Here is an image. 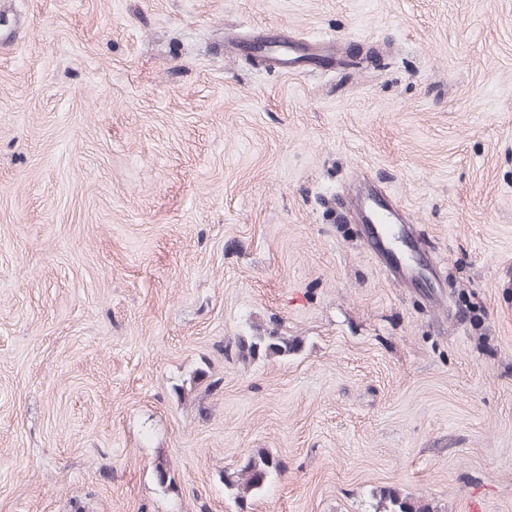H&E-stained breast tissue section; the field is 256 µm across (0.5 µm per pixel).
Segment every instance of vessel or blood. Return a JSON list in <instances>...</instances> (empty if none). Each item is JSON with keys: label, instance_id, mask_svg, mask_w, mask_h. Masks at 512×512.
Segmentation results:
<instances>
[{"label": "vessel or blood", "instance_id": "1", "mask_svg": "<svg viewBox=\"0 0 512 512\" xmlns=\"http://www.w3.org/2000/svg\"><path fill=\"white\" fill-rule=\"evenodd\" d=\"M235 49L245 56L266 58L284 73L331 71L340 53L333 40L299 42L273 30L240 40ZM364 214L367 223L373 226L370 244L389 263L394 277L409 284L419 280L422 264L415 246L403 236L395 210L384 199L370 193L364 200Z\"/></svg>", "mask_w": 512, "mask_h": 512}]
</instances>
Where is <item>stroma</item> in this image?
Here are the masks:
<instances>
[{
  "mask_svg": "<svg viewBox=\"0 0 512 512\" xmlns=\"http://www.w3.org/2000/svg\"><path fill=\"white\" fill-rule=\"evenodd\" d=\"M7 2L0 512H237L258 449L246 512H512V0ZM282 28L354 59L225 40ZM364 178L435 256L418 286L346 216ZM255 326L296 350L227 355ZM234 49L245 56L266 58L282 73L332 71L338 67L336 61L340 53V48L331 39L299 42L273 30L240 40ZM220 382L219 379H212L208 370L199 368L189 374L188 378L183 379L181 385H176L174 390L180 398L188 397L198 390H202L205 395L217 388ZM281 471L282 463L277 456L258 449L244 458L239 469L222 473L220 479L224 483V493L239 511H244V502L264 492ZM376 495L384 505L381 512H435L429 503L402 495L394 488H381Z\"/></svg>",
  "mask_w": 512,
  "mask_h": 512,
  "instance_id": "1",
  "label": "stroma"
}]
</instances>
